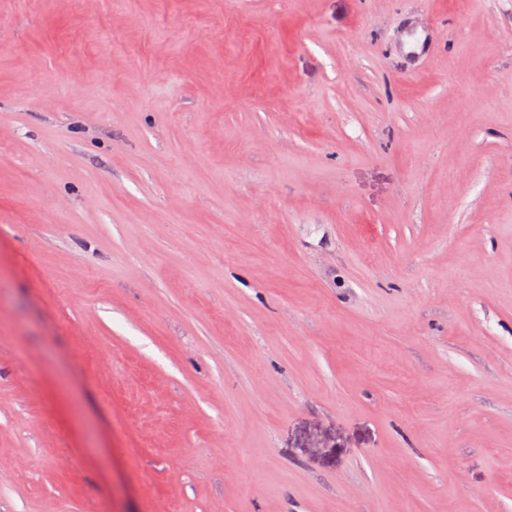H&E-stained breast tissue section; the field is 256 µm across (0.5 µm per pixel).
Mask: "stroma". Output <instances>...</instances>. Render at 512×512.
<instances>
[{
  "label": "stroma",
  "mask_w": 512,
  "mask_h": 512,
  "mask_svg": "<svg viewBox=\"0 0 512 512\" xmlns=\"http://www.w3.org/2000/svg\"><path fill=\"white\" fill-rule=\"evenodd\" d=\"M0 512H512V0H0Z\"/></svg>",
  "instance_id": "1"
}]
</instances>
